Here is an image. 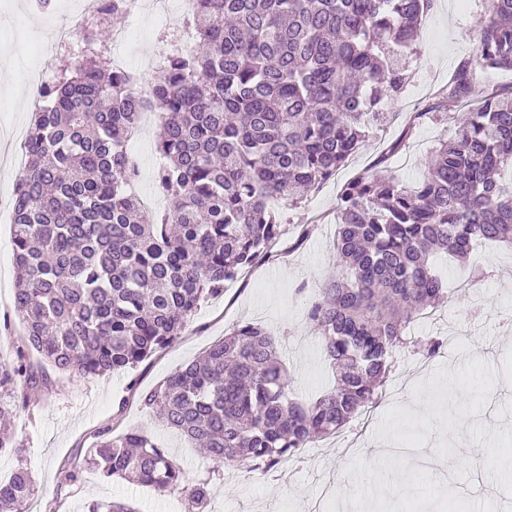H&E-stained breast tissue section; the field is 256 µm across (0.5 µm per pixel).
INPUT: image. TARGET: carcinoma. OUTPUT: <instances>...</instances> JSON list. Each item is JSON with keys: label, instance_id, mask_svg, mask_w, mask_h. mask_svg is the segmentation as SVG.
Masks as SVG:
<instances>
[{"label": "carcinoma", "instance_id": "obj_1", "mask_svg": "<svg viewBox=\"0 0 512 512\" xmlns=\"http://www.w3.org/2000/svg\"><path fill=\"white\" fill-rule=\"evenodd\" d=\"M432 0H193L194 49L170 51L142 95L105 55L102 28L43 91L13 198L14 312L27 349L82 378L135 369L181 335L202 302L268 256L284 234L270 200L330 181L407 80ZM474 55L430 110L469 99L483 74L512 70V0H490ZM158 114L157 213L133 191L126 142L142 111ZM512 93L493 89L435 150L419 181L382 170L338 199L339 274L310 301L335 383L311 401L293 394L276 337L243 322L141 395L165 427L210 463L268 473L336 435L378 402L410 325L445 298L432 257L468 260L479 241L512 246ZM36 383L24 353L0 364V452L25 454L8 429L18 387ZM105 478L179 491L187 512H210L208 480L189 483L148 434L105 428L87 450ZM65 462L60 486L79 479ZM20 464L0 481V512L34 492Z\"/></svg>", "mask_w": 512, "mask_h": 512}]
</instances>
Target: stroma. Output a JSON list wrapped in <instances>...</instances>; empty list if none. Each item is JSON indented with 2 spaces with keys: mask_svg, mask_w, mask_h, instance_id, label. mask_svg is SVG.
<instances>
[{
  "mask_svg": "<svg viewBox=\"0 0 512 512\" xmlns=\"http://www.w3.org/2000/svg\"><path fill=\"white\" fill-rule=\"evenodd\" d=\"M487 11L486 0H435L406 59L405 89L385 106L389 117L384 127L372 131L321 189L280 208L286 233L277 246L278 262L259 263L242 280L226 284L223 296L202 303L173 344L133 373L85 379L31 354L39 381L25 388L14 425L36 483L26 512H86L95 501H121L135 512H187L179 492L159 493L136 482L106 480L92 471L75 485L59 488L61 464L82 459L106 427L116 435L146 431L182 468L186 481L210 480L213 512H336L340 507L345 512H512V469L500 464L503 457L512 456V332L496 325L512 311V249L478 247L470 261L488 269L484 278L471 277L469 266L439 260L447 296L414 324L412 337L420 342L446 337L442 353L428 359L416 348L396 351L380 404L336 436L303 449L300 459L273 475L228 464L221 477H210V466L197 449L163 429L138 400L139 391L163 383L242 322L287 331L283 360L299 396H314L331 384L332 370L321 355L316 331L306 321V308L310 290L336 275L333 242L340 191L372 169L383 154L388 169L404 182L421 177L432 151L452 139L455 124L447 116H434L406 139V116L427 111L457 64L472 57L480 37L477 19ZM186 20L181 0H170L161 20L144 13L115 23L117 32L132 35L127 68L137 81L154 79L156 53L178 46L187 31ZM50 33L33 0H0V102L7 105L0 111V123L14 120L21 128L29 126L32 107L22 76L25 65L35 64L51 75L77 53V46L71 45L38 54V44ZM158 132V125L148 126L128 144L139 171L134 190L143 198L155 194L154 175L161 163L155 150ZM397 141L402 149L391 151ZM12 218L11 209L0 210V321L9 322L8 330L0 329L1 363L11 361L24 341L12 307ZM301 224L315 227L303 240L296 237ZM409 444L423 455L432 448L442 457L480 452L488 455L489 468L463 467L437 489L415 467L408 470L401 489L383 487L380 475L392 462L382 455V446Z\"/></svg>",
  "mask_w": 512,
  "mask_h": 512,
  "instance_id": "1",
  "label": "stroma"
}]
</instances>
